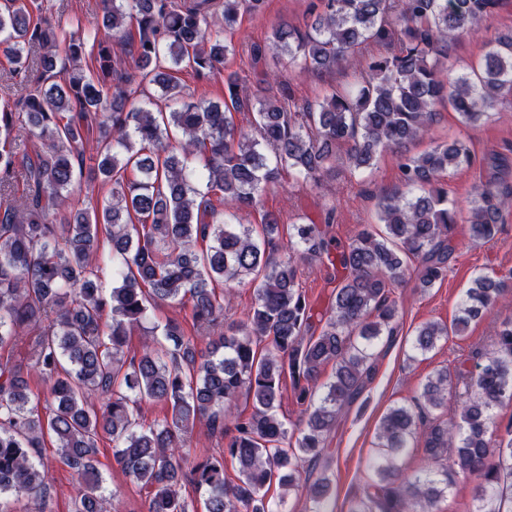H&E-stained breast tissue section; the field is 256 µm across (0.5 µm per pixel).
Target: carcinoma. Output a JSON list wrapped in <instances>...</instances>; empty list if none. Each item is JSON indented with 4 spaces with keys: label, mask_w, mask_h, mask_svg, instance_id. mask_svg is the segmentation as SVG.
I'll return each instance as SVG.
<instances>
[{
    "label": "carcinoma",
    "mask_w": 512,
    "mask_h": 512,
    "mask_svg": "<svg viewBox=\"0 0 512 512\" xmlns=\"http://www.w3.org/2000/svg\"><path fill=\"white\" fill-rule=\"evenodd\" d=\"M501 5L311 0L304 27L279 23L267 45L251 49L254 64L264 63L251 92L234 72L224 77V102L186 103L175 73L207 78L223 69L239 16L264 14L267 0H100L102 25L68 37L43 16L41 0H0V50L29 86L0 106V512H11V496L44 512L50 479L36 456L48 438L83 480L74 512L115 510L95 467L103 438L137 484L141 512H196L181 493L185 483L204 490L205 512H285V496L268 498L275 483L305 492L313 512H324L330 479L311 476L339 412L374 378L373 340L397 335L394 293L409 262H418L417 287L430 288L447 271L457 224L485 243L512 211V180L498 153L485 158L489 175L463 209L441 178L475 163L470 148L453 140L406 151L428 136L439 106L474 126L512 104V31L485 39L478 66L454 73L450 64V47ZM89 43L98 52L87 71ZM284 56L302 70L357 72L360 87L296 98L267 64ZM241 113L252 115L253 132L236 124ZM23 135L42 149L18 156ZM342 144L354 169L372 166L380 150L397 151L404 190L378 199L385 234L366 225L336 248L346 276L318 329L298 265L329 253L328 230L298 224L285 240L279 218L267 215L256 238L240 219L286 170L323 188ZM97 181L112 184L110 197L82 206L75 186ZM108 263L107 292L99 271ZM244 280L254 302L205 349L172 320L129 349L149 307L188 305L194 325L209 329L224 316L227 285ZM511 288L512 271L476 275L453 328L422 324L412 350L428 352L450 331L462 335ZM33 376L46 386L43 401L31 398ZM287 377L305 405L292 431L277 412ZM454 378L465 381L458 424L422 429L412 408L388 409L371 463L379 481L351 512H436L456 478L470 473L483 477L470 512H506L512 420L497 434L493 412L512 400V318L499 322L492 352L473 370L430 376L424 405L447 407ZM243 392L252 409L236 413ZM145 399L167 406L163 418L143 421ZM202 420L227 441L191 464L186 448ZM417 435L428 464L405 476L401 457ZM228 462L236 483L224 477Z\"/></svg>",
    "instance_id": "cac0c4a2"
}]
</instances>
